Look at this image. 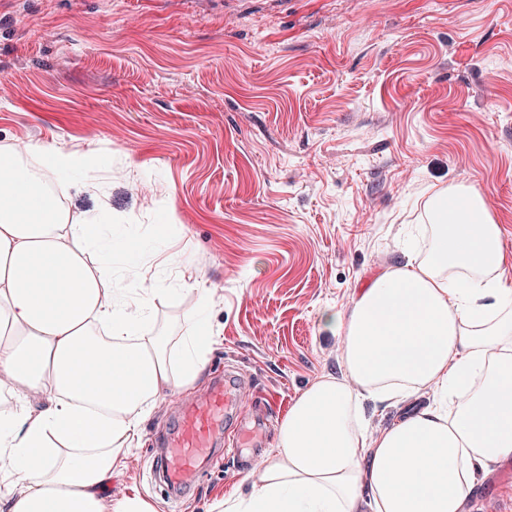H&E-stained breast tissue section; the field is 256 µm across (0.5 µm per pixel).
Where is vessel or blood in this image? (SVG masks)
Wrapping results in <instances>:
<instances>
[{
  "instance_id": "1",
  "label": "vessel or blood",
  "mask_w": 512,
  "mask_h": 512,
  "mask_svg": "<svg viewBox=\"0 0 512 512\" xmlns=\"http://www.w3.org/2000/svg\"><path fill=\"white\" fill-rule=\"evenodd\" d=\"M240 386L233 378L214 381L206 394L186 405L166 441V452L154 459L153 471L170 488H187L200 477V463L213 448L219 422L232 424L235 439L258 445V429L241 420Z\"/></svg>"
}]
</instances>
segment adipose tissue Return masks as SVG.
I'll return each instance as SVG.
<instances>
[{
  "instance_id": "1",
  "label": "adipose tissue",
  "mask_w": 512,
  "mask_h": 512,
  "mask_svg": "<svg viewBox=\"0 0 512 512\" xmlns=\"http://www.w3.org/2000/svg\"><path fill=\"white\" fill-rule=\"evenodd\" d=\"M27 151L58 191L103 162L90 150ZM431 205L428 259L405 255L328 316L348 381L325 375L303 391L259 484L225 499L224 512H465L473 488L512 457V281L500 226L472 189L442 188ZM122 257L99 216L71 223L27 165L0 159V377L12 384L0 397V512H157L101 491L153 399L194 383L214 336L203 292L171 354L151 317L155 289L113 287ZM422 387L435 402L371 429V411Z\"/></svg>"
}]
</instances>
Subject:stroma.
Segmentation results:
<instances>
[{
	"instance_id": "1",
	"label": "stroma",
	"mask_w": 512,
	"mask_h": 512,
	"mask_svg": "<svg viewBox=\"0 0 512 512\" xmlns=\"http://www.w3.org/2000/svg\"><path fill=\"white\" fill-rule=\"evenodd\" d=\"M93 149L62 202L100 214L152 270L159 333L187 335L208 292L215 334L196 383L160 396L102 490L159 512H213L261 469L217 455L180 496L151 472L181 409L231 370L277 421L342 342L351 306L407 248L427 259L430 199L483 195L512 279V0H0V156ZM469 512H512L489 474Z\"/></svg>"
}]
</instances>
